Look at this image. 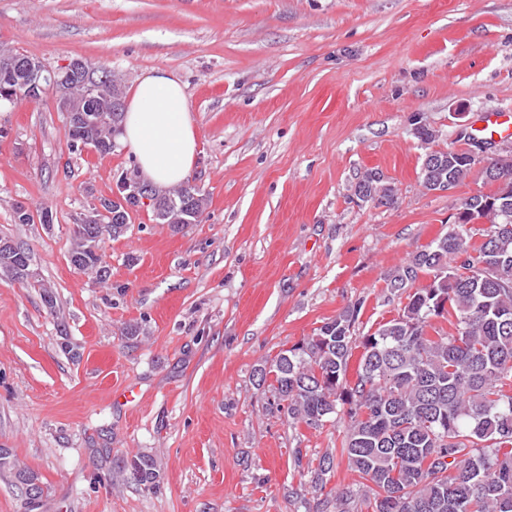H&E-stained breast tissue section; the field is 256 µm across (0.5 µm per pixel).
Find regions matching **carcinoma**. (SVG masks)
Returning a JSON list of instances; mask_svg holds the SVG:
<instances>
[{
  "label": "carcinoma",
  "mask_w": 512,
  "mask_h": 512,
  "mask_svg": "<svg viewBox=\"0 0 512 512\" xmlns=\"http://www.w3.org/2000/svg\"><path fill=\"white\" fill-rule=\"evenodd\" d=\"M25 79L22 71L0 68V104ZM54 93L67 96L68 111L95 114L91 123L65 124L72 152L86 145L101 156L116 150L123 114L109 112L112 70L92 89L62 74ZM438 154L447 156L453 184L472 173L455 149ZM358 185L378 206L397 201L396 187L376 169L365 170ZM150 193L165 205L161 222L175 230L199 223L207 205L188 181L172 191L152 186ZM489 198L466 199L467 213L446 234L387 275L388 300L401 304L397 316L358 336L355 303L254 369L288 425L317 430L348 419L341 455L360 482L344 492L326 490L335 456L318 457L308 474L323 506L334 501L336 512H348L344 505L360 493L369 512H512V218L486 229L467 226ZM128 221L121 208L99 224L76 225L69 249L74 269L107 277L93 248L124 235ZM30 265L29 249L0 250V267L17 271L16 279L32 277ZM423 275L429 282L416 286ZM117 469L138 485L159 483L148 455L126 458ZM1 470L14 475L29 499H39L37 476L17 468L7 448H0Z\"/></svg>",
  "instance_id": "1"
}]
</instances>
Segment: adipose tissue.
Returning <instances> with one entry per match:
<instances>
[{"instance_id": "adipose-tissue-1", "label": "adipose tissue", "mask_w": 512, "mask_h": 512, "mask_svg": "<svg viewBox=\"0 0 512 512\" xmlns=\"http://www.w3.org/2000/svg\"><path fill=\"white\" fill-rule=\"evenodd\" d=\"M121 139L147 181L158 187L184 181L195 163L197 144L180 81L160 69L139 76L127 99Z\"/></svg>"}]
</instances>
